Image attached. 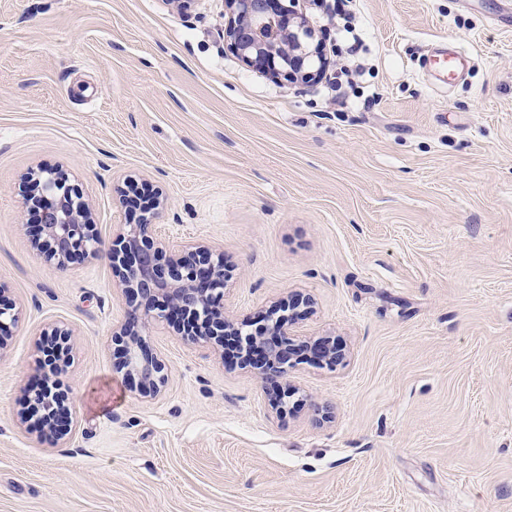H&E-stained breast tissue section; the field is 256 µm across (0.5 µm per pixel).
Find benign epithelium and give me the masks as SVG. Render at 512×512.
Wrapping results in <instances>:
<instances>
[{"label":"benign epithelium","instance_id":"obj_1","mask_svg":"<svg viewBox=\"0 0 512 512\" xmlns=\"http://www.w3.org/2000/svg\"><path fill=\"white\" fill-rule=\"evenodd\" d=\"M307 0H224V43L249 66L274 79L294 85H308L324 76L331 64L325 54L328 30L306 24ZM26 212L36 218L34 245L47 258L65 268L88 256H107L126 295L129 308L115 338L121 342L122 358L117 370L135 379L143 395L157 397L165 383V364L147 350L144 333L152 322H167L192 342L224 345V337L239 340L241 365L266 382L286 378L290 368L303 358L330 368L345 354L329 340L295 342L288 337V324L312 308V300L301 296L286 307L269 312L255 328L237 324L224 316V288L227 274L224 255H214L198 246L188 260H162L170 243L154 239V224L164 206L159 200L142 205L129 190L117 188L122 206L137 211V221L125 234L105 246L83 193L54 170L33 171L28 176ZM166 305L156 306L158 297ZM68 330L56 327L42 349L52 360L65 357ZM289 385H279L270 395L272 408L288 407ZM30 409L39 414L48 432L61 441L71 431L69 409L53 394L37 392Z\"/></svg>","mask_w":512,"mask_h":512}]
</instances>
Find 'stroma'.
Masks as SVG:
<instances>
[{"instance_id":"stroma-1","label":"stroma","mask_w":512,"mask_h":512,"mask_svg":"<svg viewBox=\"0 0 512 512\" xmlns=\"http://www.w3.org/2000/svg\"><path fill=\"white\" fill-rule=\"evenodd\" d=\"M357 90L275 81L224 44V0H0V512H512V0H357ZM465 48L446 85L424 68ZM66 174L112 242L117 184L158 237L223 254L227 314L313 301L277 417L228 349L166 323L154 399L115 370L127 302L107 257L61 269L22 222L25 176ZM65 445L26 419L41 332ZM333 414L318 421L314 404ZM42 336H50L44 342L42 349L44 352L48 353V357L56 362L60 360L64 362L65 351L67 349V341L70 333L67 329L56 327L51 333H45Z\"/></svg>"}]
</instances>
